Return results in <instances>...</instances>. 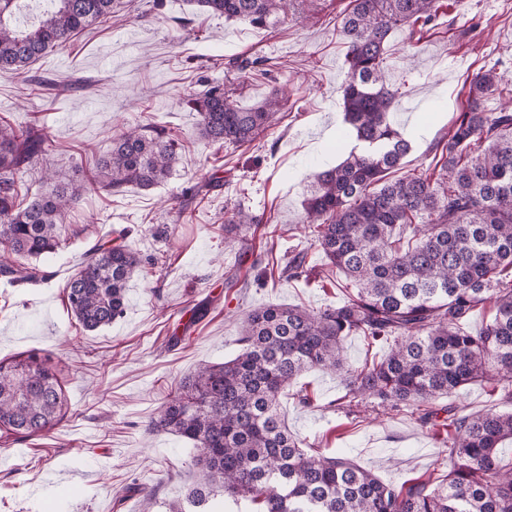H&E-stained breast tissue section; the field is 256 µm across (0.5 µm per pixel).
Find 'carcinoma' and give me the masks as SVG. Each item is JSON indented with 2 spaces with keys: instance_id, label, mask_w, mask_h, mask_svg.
I'll return each instance as SVG.
<instances>
[{
  "instance_id": "1",
  "label": "carcinoma",
  "mask_w": 512,
  "mask_h": 512,
  "mask_svg": "<svg viewBox=\"0 0 512 512\" xmlns=\"http://www.w3.org/2000/svg\"><path fill=\"white\" fill-rule=\"evenodd\" d=\"M114 2L0 0V74L28 69L111 17ZM186 2L264 29L283 21L290 6ZM24 10L32 20L21 27L15 17ZM437 12V0H350L342 99L359 148L315 175L304 223L351 291L319 310L268 304L245 312L237 355L199 366L167 395L151 427L192 445L196 480L166 512H214L219 497L258 504L260 512H512V466L498 458L512 439V412L463 413L441 403L476 382L512 402V108L485 110L502 84L495 69L465 80V104L443 142L439 174L387 179L411 146L389 119L397 97L386 79V46L397 29L425 25ZM234 93L213 81L191 98L202 138L249 144L288 102L277 88L244 108ZM176 146L165 129L139 123L113 136L91 175L79 179L46 165L54 144L45 125L0 122V280L48 281L35 260L61 246L83 183L111 195L152 189L172 175ZM34 169L40 189L23 194L19 173ZM128 234L122 229L93 244L68 281V311L86 332L124 314L127 283L139 267ZM306 259L302 251L288 261L286 278L302 277ZM487 303L492 318L478 333L467 331ZM349 336L387 351L354 369L345 355ZM311 369L343 379L342 406L350 410L371 399L387 410L407 408L448 447V471L395 485L342 455L305 451L282 419L279 398ZM66 411L49 358L29 351L0 359V432L17 441L47 435Z\"/></svg>"
}]
</instances>
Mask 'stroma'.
I'll list each match as a JSON object with an SVG mask.
<instances>
[{
	"instance_id": "1",
	"label": "stroma",
	"mask_w": 512,
	"mask_h": 512,
	"mask_svg": "<svg viewBox=\"0 0 512 512\" xmlns=\"http://www.w3.org/2000/svg\"><path fill=\"white\" fill-rule=\"evenodd\" d=\"M348 2L294 0L283 23L261 29L192 13L185 0H120L111 20L39 59L29 76L0 77V118L24 124L39 106L56 145L51 162L67 172L87 170L113 135L145 120L181 143L175 171L159 187L112 196L84 189L66 220L80 236L40 259L48 282L0 284V358L47 355L69 404L48 437L0 438V512H166L195 478L190 445L147 428L168 392L199 365L237 354L245 311L343 302L345 291L328 280L304 234L302 203L315 173L356 144L351 137L336 144L347 128L339 27ZM235 58L246 69L227 72ZM384 66L399 93L393 120L412 144L403 169H434L468 76L496 67L505 89L486 106L512 103V0H441L437 19L392 35ZM33 75L86 84L58 98L43 94L34 105ZM223 77L244 107L275 84L292 87L273 129L250 145L219 147L197 135L189 100ZM240 208L257 223L225 228V214ZM122 228L141 260L125 314L83 331L66 307L67 282L101 235ZM303 249L308 278L279 281L280 268ZM302 391L312 406H302ZM344 393L339 377L312 370L282 394L281 413L312 450L341 452L386 482L448 464L447 448L407 411L351 412L338 406Z\"/></svg>"
}]
</instances>
